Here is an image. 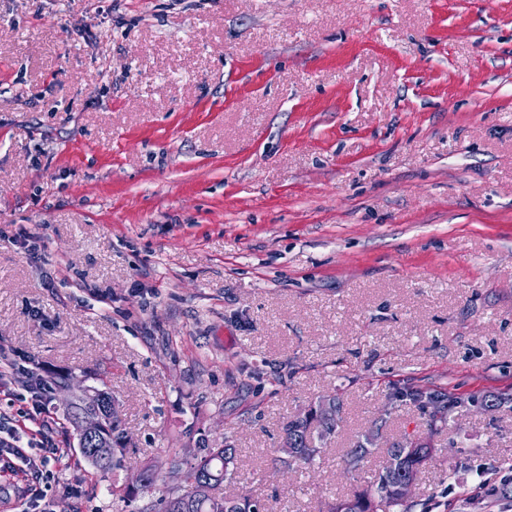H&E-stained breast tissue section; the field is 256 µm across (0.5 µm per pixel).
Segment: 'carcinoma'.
<instances>
[{
    "label": "carcinoma",
    "instance_id": "cac0c4a2",
    "mask_svg": "<svg viewBox=\"0 0 512 512\" xmlns=\"http://www.w3.org/2000/svg\"><path fill=\"white\" fill-rule=\"evenodd\" d=\"M393 402L409 403L429 417V428L433 431L448 424V418L473 402L475 398L458 396L446 390L423 388L411 384L394 387L389 393ZM322 428L321 440H328L336 433L337 422L322 419L319 408L313 407L304 413L289 418L282 427L288 447L295 449L296 457L288 469L306 468L313 464L322 448L311 440L314 426ZM104 435L112 443V461L101 464L92 460V449L83 447L81 453L100 471L117 470L124 467L126 444L120 422L112 414L104 415ZM373 453L366 435L356 441L347 453V463L356 469ZM433 450L421 445L414 438H405L392 443L386 450V462L375 475L373 483L353 494L337 498L329 504L328 512H411L409 499L402 497L397 484L405 475H415L427 464ZM177 470L181 473L184 486L168 490L158 500L159 512H265V505L248 493L230 497L224 494L223 484L235 478L238 471V449L224 441L222 448H210L193 462L179 460ZM156 476L147 473V482L137 489L112 487V495L127 502L144 490L153 488Z\"/></svg>",
    "mask_w": 512,
    "mask_h": 512
}]
</instances>
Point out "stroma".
I'll return each mask as SVG.
<instances>
[{
  "label": "stroma",
  "mask_w": 512,
  "mask_h": 512,
  "mask_svg": "<svg viewBox=\"0 0 512 512\" xmlns=\"http://www.w3.org/2000/svg\"><path fill=\"white\" fill-rule=\"evenodd\" d=\"M1 355L132 437L93 468L53 391L51 512H156L113 486L227 440L226 494L322 512L408 433L412 512H512L511 408L434 435L388 398L512 394V0H0ZM328 395L336 436L280 471ZM311 407L304 413L289 418L282 427L284 440L288 441V448H280L281 454L288 455L290 448H295L296 456L291 463H288V470L306 468L313 464L316 457L322 452V447L316 446L311 440V430L315 424L322 428L320 439L331 440L336 433L337 421L328 422L322 419L319 414L321 407Z\"/></svg>",
  "instance_id": "obj_1"
}]
</instances>
